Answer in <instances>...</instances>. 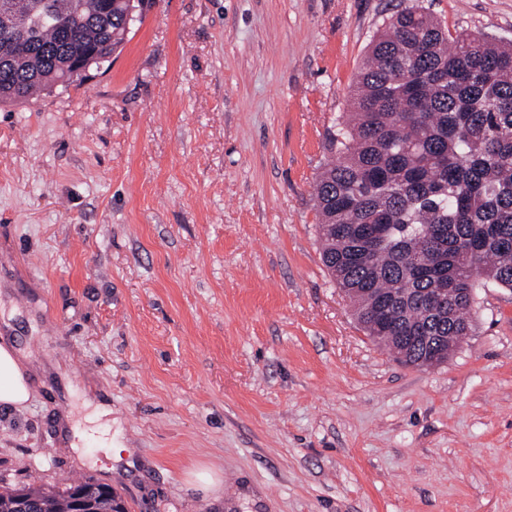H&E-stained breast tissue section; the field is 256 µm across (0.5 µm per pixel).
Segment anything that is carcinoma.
Masks as SVG:
<instances>
[{"label": "carcinoma", "mask_w": 512, "mask_h": 512, "mask_svg": "<svg viewBox=\"0 0 512 512\" xmlns=\"http://www.w3.org/2000/svg\"><path fill=\"white\" fill-rule=\"evenodd\" d=\"M94 2L0 0V104L52 92L83 48L98 49L91 68L112 65L125 7ZM342 126L315 182L325 266L368 335L407 364L426 347L403 337L436 336L442 363L448 337L472 328L457 291L512 289V44L406 8L369 44ZM356 224L381 225L373 250L355 252ZM94 486L5 488L0 512L21 498L29 512H67L72 490Z\"/></svg>", "instance_id": "obj_1"}]
</instances>
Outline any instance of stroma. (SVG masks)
<instances>
[{
  "instance_id": "35a3bbf8",
  "label": "stroma",
  "mask_w": 512,
  "mask_h": 512,
  "mask_svg": "<svg viewBox=\"0 0 512 512\" xmlns=\"http://www.w3.org/2000/svg\"><path fill=\"white\" fill-rule=\"evenodd\" d=\"M512 41V0H152L108 70L0 104V489L127 512H512V289L420 368L325 267L314 180L408 6ZM99 404L80 452L60 417ZM28 357L15 345L0 344V404L23 409L32 396Z\"/></svg>"
}]
</instances>
